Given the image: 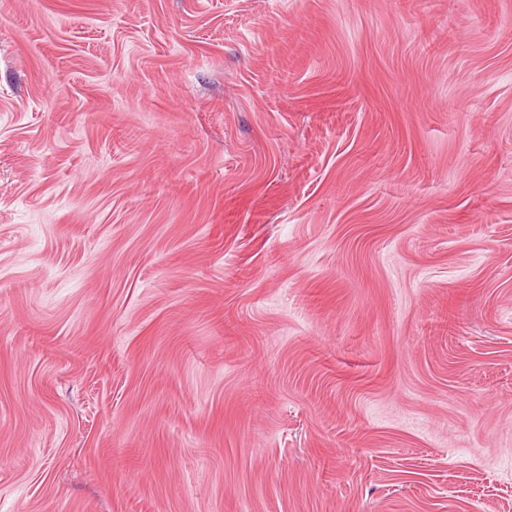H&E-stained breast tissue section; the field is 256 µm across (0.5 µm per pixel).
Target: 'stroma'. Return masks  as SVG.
I'll use <instances>...</instances> for the list:
<instances>
[{"mask_svg":"<svg viewBox=\"0 0 512 512\" xmlns=\"http://www.w3.org/2000/svg\"><path fill=\"white\" fill-rule=\"evenodd\" d=\"M0 512H512V0H0Z\"/></svg>","mask_w":512,"mask_h":512,"instance_id":"stroma-1","label":"stroma"}]
</instances>
